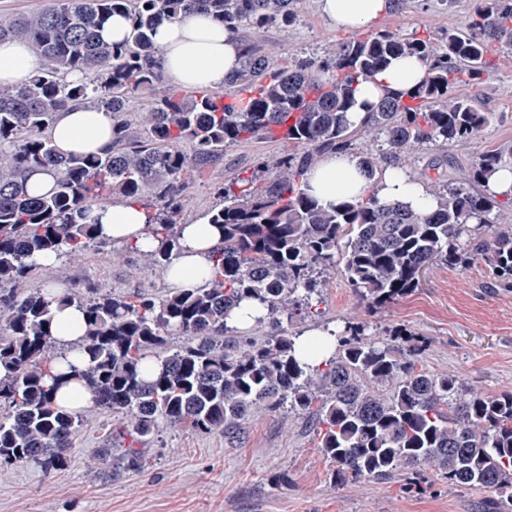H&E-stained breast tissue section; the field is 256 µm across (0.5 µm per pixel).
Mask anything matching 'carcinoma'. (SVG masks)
<instances>
[{
  "mask_svg": "<svg viewBox=\"0 0 512 512\" xmlns=\"http://www.w3.org/2000/svg\"><path fill=\"white\" fill-rule=\"evenodd\" d=\"M298 0H47L24 15L0 14V38L32 44L42 66L17 85L0 84V466L34 464L57 474L69 462L83 411L63 407L55 391L66 374L54 340L51 304L83 313L86 366L69 365L86 382L92 406L108 412V448L91 461L105 477L144 470L160 425L199 434L221 432L238 444L256 411L313 420L317 447L334 463V479L387 481L433 466L459 488L489 493L483 512H512V390L493 395L453 375L430 372L424 343L402 328L386 340L359 316L326 336L302 340L296 318L321 315L319 274L337 269L366 310L411 295L435 264L482 261L512 286V224L475 240L472 229L512 195L486 180L512 167V149L480 153L465 182L433 185V206L416 211L380 200L375 189L332 208L306 192L316 155L352 154L365 174L380 161L420 147L470 141L495 118L456 88L479 80L496 52L512 46V0H477L463 29L434 47L431 33L360 32L322 57L270 63L250 32L296 24ZM199 11L238 37L241 68L226 84L249 95L172 90L151 100L136 129L130 98L165 77L156 29ZM114 15L130 20L121 41L100 33ZM398 57L427 67L411 91L383 89L358 124L350 120L363 82L377 81ZM94 103L112 112V149L61 154L48 131L65 107ZM365 127L376 147L356 150ZM281 140L295 150L276 167L256 163L248 178L212 187L219 203L210 223L224 238L210 277L190 291L112 294L92 283L78 289L32 287L38 256L103 251L91 213L112 198L142 201L159 245L125 249L166 270L179 250L181 191L240 143ZM56 176L53 192L30 193L26 174ZM483 190H476L474 186ZM253 301L267 311L259 341L227 324Z\"/></svg>",
  "mask_w": 512,
  "mask_h": 512,
  "instance_id": "1",
  "label": "carcinoma"
}]
</instances>
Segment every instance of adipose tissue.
I'll list each match as a JSON object with an SVG mask.
<instances>
[{
    "label": "adipose tissue",
    "instance_id": "ef3b65f1",
    "mask_svg": "<svg viewBox=\"0 0 512 512\" xmlns=\"http://www.w3.org/2000/svg\"><path fill=\"white\" fill-rule=\"evenodd\" d=\"M392 7L390 0H318V8L334 27L361 30L370 26ZM155 40L162 50L166 75L182 88L219 89L225 77L240 67V46L222 24L196 13L181 14L179 19L162 25ZM38 66V59L26 42L0 40V83L15 84L24 80ZM420 62L401 58L393 62L381 83H363L359 88L356 118L366 114V104L375 101L380 84L400 90L414 86L424 78ZM55 146L64 153L102 154L112 145V114L106 108L85 103L60 112L50 131ZM309 191L326 207L339 203L343 196H359L375 189L385 200H397L424 210L432 198L426 186L407 174L386 170L377 184H370L355 157L333 154L324 157L308 174ZM100 238L118 244L151 243L146 230V213L132 200L119 199L112 205L95 209L92 214ZM222 239L219 227L210 224L207 214L197 215L180 227L179 254L172 260L166 280L175 290L196 288L208 275L213 249ZM82 312L75 306L54 310V336L66 347L65 356L56 365L67 372L69 365H81L82 359L73 342L82 333Z\"/></svg>",
    "mask_w": 512,
    "mask_h": 512
}]
</instances>
